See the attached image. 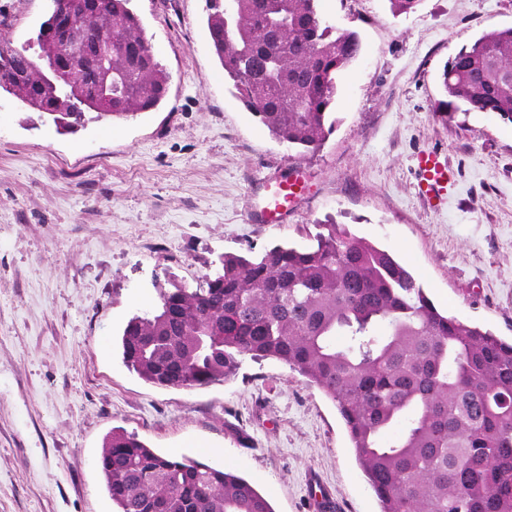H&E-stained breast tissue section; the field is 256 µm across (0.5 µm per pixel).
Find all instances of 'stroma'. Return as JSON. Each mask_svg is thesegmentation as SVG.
<instances>
[{
    "label": "stroma",
    "instance_id": "stroma-1",
    "mask_svg": "<svg viewBox=\"0 0 512 512\" xmlns=\"http://www.w3.org/2000/svg\"><path fill=\"white\" fill-rule=\"evenodd\" d=\"M51 0H0V44L22 49ZM169 75L163 103L73 134L0 96V512H113L98 459L106 437L247 478L276 512H379L342 419L317 387L274 360L231 380L160 389L117 347L156 280L194 287L221 253L302 243L335 222L396 252L450 315L512 339V123L435 113L444 66L484 32L512 26V0H322L357 31L360 57L337 77L336 129L317 154L273 139L212 54L206 0H132ZM457 174L434 208L417 159ZM301 169L309 193L286 224L253 223V189Z\"/></svg>",
    "mask_w": 512,
    "mask_h": 512
}]
</instances>
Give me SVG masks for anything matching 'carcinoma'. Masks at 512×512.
<instances>
[{
    "label": "carcinoma",
    "instance_id": "1",
    "mask_svg": "<svg viewBox=\"0 0 512 512\" xmlns=\"http://www.w3.org/2000/svg\"><path fill=\"white\" fill-rule=\"evenodd\" d=\"M131 0H52L39 53L0 46V92L67 58V28L82 79L60 73L26 90L57 132L85 113L127 120L155 110L169 77ZM319 0H206L210 45L245 107L279 142L321 150L336 126V76L362 41L319 11ZM112 47L105 82L96 47ZM439 112L494 113L512 123V27L483 33L448 62ZM309 244L256 257L223 253L196 288L156 285L158 301L121 332L122 359L154 386L194 389L234 377L243 359L276 360L336 406L380 512H512V340L436 307L392 251L344 224H317ZM116 512H275L250 482L197 459H177L134 434L107 436L99 461Z\"/></svg>",
    "mask_w": 512,
    "mask_h": 512
}]
</instances>
